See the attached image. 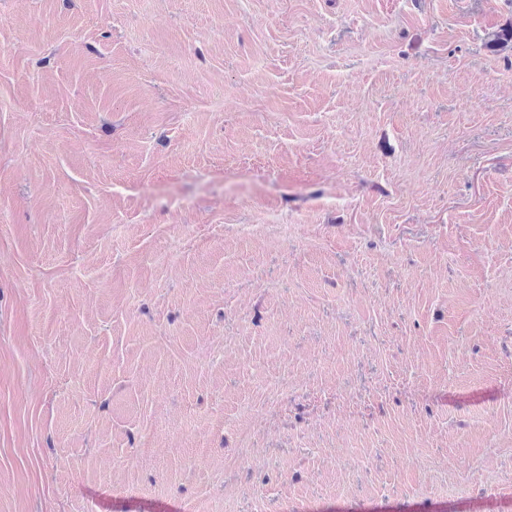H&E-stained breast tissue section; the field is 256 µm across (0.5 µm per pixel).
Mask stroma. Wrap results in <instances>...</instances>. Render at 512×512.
Instances as JSON below:
<instances>
[{
	"mask_svg": "<svg viewBox=\"0 0 512 512\" xmlns=\"http://www.w3.org/2000/svg\"><path fill=\"white\" fill-rule=\"evenodd\" d=\"M512 0H0V512H512Z\"/></svg>",
	"mask_w": 512,
	"mask_h": 512,
	"instance_id": "stroma-1",
	"label": "stroma"
}]
</instances>
